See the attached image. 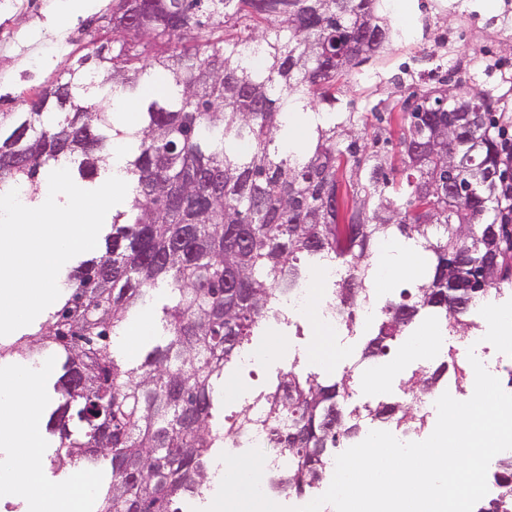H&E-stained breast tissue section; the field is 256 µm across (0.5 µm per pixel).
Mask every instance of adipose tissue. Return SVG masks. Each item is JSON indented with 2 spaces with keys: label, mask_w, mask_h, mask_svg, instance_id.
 I'll use <instances>...</instances> for the list:
<instances>
[{
  "label": "adipose tissue",
  "mask_w": 512,
  "mask_h": 512,
  "mask_svg": "<svg viewBox=\"0 0 512 512\" xmlns=\"http://www.w3.org/2000/svg\"><path fill=\"white\" fill-rule=\"evenodd\" d=\"M36 375L23 364L0 372V490L22 495L28 512H74L75 497L41 485ZM23 471L25 483L14 480Z\"/></svg>",
  "instance_id": "adipose-tissue-1"
}]
</instances>
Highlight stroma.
Here are the masks:
<instances>
[{
    "label": "stroma",
    "instance_id": "35a3bbf8",
    "mask_svg": "<svg viewBox=\"0 0 512 512\" xmlns=\"http://www.w3.org/2000/svg\"><path fill=\"white\" fill-rule=\"evenodd\" d=\"M396 33L379 58L363 64L355 79L338 85L341 111L378 110L391 115L392 138L401 134L396 104L411 92L430 87V72L442 68L448 85L461 90H489L499 101L504 122L512 127V35L499 34L500 19L512 14V0H381ZM61 0H0V112H19L32 92L66 77L74 60L84 52L91 21L109 15L112 0L70 23L58 22ZM511 309L512 293H489L474 305L469 317L482 336L479 344L441 329L436 361L448 358L449 349L474 351L487 370L506 380L512 370V347L504 349L486 337L490 312ZM302 334L283 330L284 349L267 362L243 363L238 395L225 398L226 410H240L255 402L261 391L276 383L291 364L322 377L340 375L359 354L368 326L355 332L335 330L329 339L317 337L312 315L291 312ZM417 363L403 357L396 371L385 372L380 384H361L352 399L364 405L374 399H401L400 385Z\"/></svg>",
    "mask_w": 512,
    "mask_h": 512
}]
</instances>
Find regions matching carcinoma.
Returning a JSON list of instances; mask_svg holds the SVG:
<instances>
[{"instance_id": "carcinoma-1", "label": "carcinoma", "mask_w": 512, "mask_h": 512, "mask_svg": "<svg viewBox=\"0 0 512 512\" xmlns=\"http://www.w3.org/2000/svg\"><path fill=\"white\" fill-rule=\"evenodd\" d=\"M378 0H112V42L92 41L65 81L0 112V187L38 185L41 169L80 156L90 181L123 132L76 89L103 74V99L143 96L126 171L131 204L112 214L104 252L67 275L68 292L20 348L33 363L61 358L46 427L51 465H110L97 512H182L202 494L211 450L260 428L283 459L272 490L319 486L339 448L365 421L406 435L424 425L414 404L350 407L355 371L387 356L423 317L465 337L473 303L512 284V177L499 137L498 101L448 94L444 81L398 103L402 133L369 135L365 112L336 111L331 89L390 42ZM262 65L248 63L252 46ZM169 95H144L145 75ZM320 110L304 151L284 149L288 107ZM473 162L448 169L461 144ZM415 242L428 252L424 282L381 307L352 367L329 381L293 368L248 407L215 423L228 369L258 332L289 324L285 303L309 274L339 262L329 314L352 331L372 304L377 245ZM164 290L156 340L131 356L116 338ZM474 370L457 350L404 382L414 399ZM497 497L479 512H512V455L495 474Z\"/></svg>"}]
</instances>
